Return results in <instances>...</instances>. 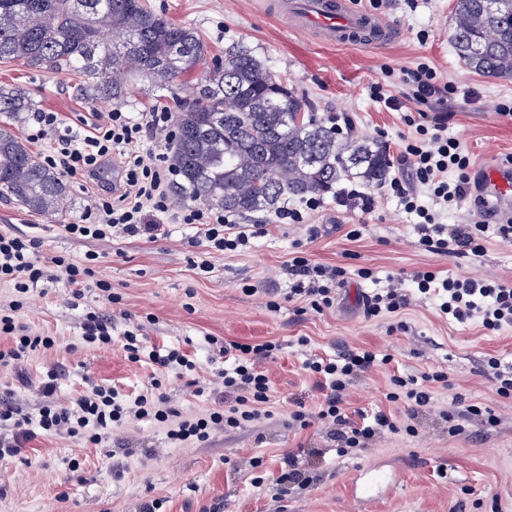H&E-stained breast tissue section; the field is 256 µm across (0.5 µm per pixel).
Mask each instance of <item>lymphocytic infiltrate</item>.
<instances>
[{
	"instance_id": "f902f5d3",
	"label": "lymphocytic infiltrate",
	"mask_w": 512,
	"mask_h": 512,
	"mask_svg": "<svg viewBox=\"0 0 512 512\" xmlns=\"http://www.w3.org/2000/svg\"><path fill=\"white\" fill-rule=\"evenodd\" d=\"M404 82L410 89L407 98L385 94L379 84L372 85L371 96L387 109L403 112L406 125L414 129L413 134L402 137L396 149L394 161L400 175L389 182L386 192L397 197L407 212L417 215L418 246L438 255L480 257L489 234L511 241V224L492 226L479 221L447 226L439 222L435 211L422 204L421 193L425 190L443 207L457 204L465 197L470 191V158L457 141L446 135L445 116H436L428 126L405 111L410 99L444 105L453 94V87L440 83L436 70L425 63L407 71ZM174 127L170 112H144L135 117L117 107L97 113L86 134L61 135L41 158L51 170L84 177L93 175L112 159H119L122 164L123 186L118 200L107 195L95 200L81 223L68 225L67 231L73 237L104 239L123 234L154 240L168 235L170 225L197 224L207 253L193 260L192 265L207 274L212 270L211 254L244 252L252 239L265 234L266 228L258 224L244 230L224 210L177 202L178 173L170 161L176 141ZM148 136L159 139V149H143L142 143ZM452 170L457 171V179H449ZM96 260L93 254L81 261L58 254L46 255L37 238L0 233V281L10 282L20 294L59 273L70 285L97 289L107 303L119 304L121 297L113 292L111 284L96 279ZM290 271L295 278L290 296L303 298L306 310L317 313L333 306L332 293L349 273L342 266L315 262L305 251L292 258ZM409 280L414 283L410 289L405 286ZM409 280L400 273L388 275L385 287L368 298L366 316H393L410 306L418 293L433 300L438 315L446 319L459 323L473 321L491 332L512 326L511 283L478 277H443L432 270L416 272ZM143 330L140 323L130 326L123 334V349L131 363L148 360L160 373V380L154 381L149 391L125 394L96 384L70 404L60 405L52 400L56 377L48 375L41 388L50 402L42 408L38 419H31L14 405L0 404V423L11 427L10 437L0 438V458L21 454L39 430L69 436L86 433L95 441L101 431L151 418L167 424L169 439L177 443L205 441L213 432L232 431L272 418V382L263 365L281 351L279 341L249 344L208 337L210 349L224 364L207 378L179 349L145 351ZM391 360V355L356 347L333 356L308 355L303 368L320 391L321 399L316 410L300 406L289 411V426L298 430L315 425L333 429L340 443L337 453L342 457L360 455L373 441L389 434L415 435V428L401 414L406 411L415 415L431 408L435 384L447 381L444 373L391 376L385 393L389 410L378 411L359 423L348 414L349 394L355 383ZM165 377L186 381L199 395L210 390L212 384L221 383L224 403L207 416L184 417L170 406L162 390L161 380ZM440 417L452 437L464 435L474 422L489 427L499 422L494 409L479 403L451 405L441 410Z\"/></svg>"
}]
</instances>
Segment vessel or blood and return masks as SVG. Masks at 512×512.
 Here are the masks:
<instances>
[{"label": "vessel or blood", "instance_id": "vessel-or-blood-1", "mask_svg": "<svg viewBox=\"0 0 512 512\" xmlns=\"http://www.w3.org/2000/svg\"><path fill=\"white\" fill-rule=\"evenodd\" d=\"M268 11L287 17L322 42L377 45L394 40V31L379 17L356 8L353 0H266ZM485 206L504 223L512 222V168H489L481 178Z\"/></svg>", "mask_w": 512, "mask_h": 512}]
</instances>
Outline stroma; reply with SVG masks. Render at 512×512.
<instances>
[{
	"label": "stroma",
	"mask_w": 512,
	"mask_h": 512,
	"mask_svg": "<svg viewBox=\"0 0 512 512\" xmlns=\"http://www.w3.org/2000/svg\"><path fill=\"white\" fill-rule=\"evenodd\" d=\"M150 7L173 22L193 29L210 55L242 45L253 51L288 89L303 97L320 120L344 115L350 119L342 140L367 141L393 153L406 127L399 112L371 99L374 83H386L390 94L401 95L395 76L426 62L456 93L448 114V135L471 160V174L512 162V119L498 106L512 101V79L479 75L459 60L452 42L455 0H388L382 17L399 32L391 43L363 47L327 44L299 30L282 16L267 12L262 0H148ZM426 31L418 39V31ZM393 78H386V70ZM0 86L22 88L37 105L36 112H54L60 132L78 133L95 113L108 112L109 102H88L77 96L66 77L26 67L22 62L0 63ZM36 112L17 118L0 116V131L26 142L41 154L54 136L33 143L28 131ZM71 206L51 218L16 201L0 198V231L38 237L47 254L74 260L97 255L95 275L110 282L122 297L121 316L96 291L75 292L65 276L31 288L23 305L11 310L15 292L0 284V310L13 311L16 325L29 333L51 336L52 349L29 354L12 368L0 370V398L10 399L23 412L38 417L47 400L69 404L91 384H112L136 393L150 387L149 365H135L120 345L129 320L150 314L145 331L148 346L179 347L210 375L212 354L204 339L283 341L285 349L267 363L273 382V419L242 429L216 432L208 440L171 443L165 424L134 421L120 432L103 434L98 442L85 436L37 433L25 452L0 459V512H143L156 500L160 512H512V398L496 395L479 372L487 356L512 367V328L497 333L477 324H456L440 318L430 302L419 301L399 314L403 329L390 330L389 320H371L363 313V299L382 287L392 272L412 274L433 270L452 276H476L512 282V242L489 238L483 257H448L429 253L414 244V218L391 197L379 198L374 211L362 214L340 206L335 192L325 193L324 205L306 218L305 225L270 224L266 211L242 214L239 224L268 222L267 234L255 238L249 250L234 256L213 255V270L196 274L189 257L203 252L198 228L177 224L171 235L154 241L142 237L110 236L99 240L74 239L65 225L80 223L101 191L88 178L67 177ZM316 225L309 239L306 224ZM364 225L360 239L346 233ZM313 259L349 268L368 267L373 279H351L336 290V303L323 313H299V300L289 299L293 278L288 264L296 246ZM277 310H269V301ZM114 318L109 349L84 345L82 323L88 312ZM307 337L317 354H333L346 347L390 353L391 368L359 380L350 395L349 409L370 413L385 408L384 393L390 369L413 375L447 373L448 388L436 389L434 406L415 416L418 436L392 435L356 458L337 457L336 443L327 429L294 431L288 412L295 404L315 408L321 397L302 368L294 342ZM57 375L53 397H46L41 381ZM172 407L186 417L205 416L221 405L223 393L196 395L183 381L164 383ZM465 403L484 402L499 415L498 426L470 425L465 435L452 437L438 416L453 396ZM300 451L310 486H295L276 499L281 459ZM260 466H253V459ZM387 461L396 466L398 483L389 493L361 503L351 495L356 470ZM263 477L254 487V477Z\"/></svg>",
	"instance_id": "1"
}]
</instances>
